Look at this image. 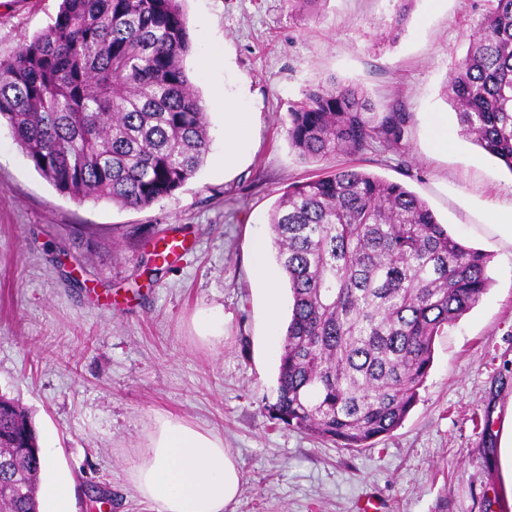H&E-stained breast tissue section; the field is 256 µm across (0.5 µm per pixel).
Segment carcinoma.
I'll return each mask as SVG.
<instances>
[{"label":"carcinoma","instance_id":"cac0c4a2","mask_svg":"<svg viewBox=\"0 0 512 512\" xmlns=\"http://www.w3.org/2000/svg\"><path fill=\"white\" fill-rule=\"evenodd\" d=\"M181 0H63L52 24L0 58V121L34 169L82 204L144 209L192 179L208 115L184 58ZM460 132L512 170V0H492L445 86ZM406 114L334 80L289 105L288 143L309 162L397 148ZM292 298L276 419L342 448L401 425L434 342L490 286L489 257L404 185L353 167L288 186L269 214ZM40 448L0 396V512H40Z\"/></svg>","mask_w":512,"mask_h":512}]
</instances>
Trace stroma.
Returning <instances> with one entry per match:
<instances>
[{
	"mask_svg": "<svg viewBox=\"0 0 512 512\" xmlns=\"http://www.w3.org/2000/svg\"><path fill=\"white\" fill-rule=\"evenodd\" d=\"M396 0H183L186 73L212 142L194 178L134 210L75 203L44 180L0 124V395L18 400L40 446L74 478V512H157L130 468L157 417L219 434L243 485L225 512H504L496 453L512 404V246L491 225L512 209V171L460 134L443 86L487 0H414L396 42ZM61 0H0V58L44 29ZM361 86L378 111L407 113L400 147L309 163L285 134L288 105L329 78ZM248 139L224 165V107ZM352 165L399 182L490 256L492 285L434 343L401 426L373 447L340 448L271 420L280 337L270 335L250 245L289 184ZM185 240L160 273L151 232ZM224 314L201 339L197 312Z\"/></svg>",
	"mask_w": 512,
	"mask_h": 512,
	"instance_id": "1",
	"label": "stroma"
}]
</instances>
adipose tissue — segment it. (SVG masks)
I'll return each mask as SVG.
<instances>
[{
  "label": "adipose tissue",
  "instance_id": "adipose-tissue-1",
  "mask_svg": "<svg viewBox=\"0 0 512 512\" xmlns=\"http://www.w3.org/2000/svg\"><path fill=\"white\" fill-rule=\"evenodd\" d=\"M42 491L47 512H73L74 483L45 458ZM132 485L158 512H224L242 490V471L221 437L176 418L159 419L138 463Z\"/></svg>",
  "mask_w": 512,
  "mask_h": 512
}]
</instances>
